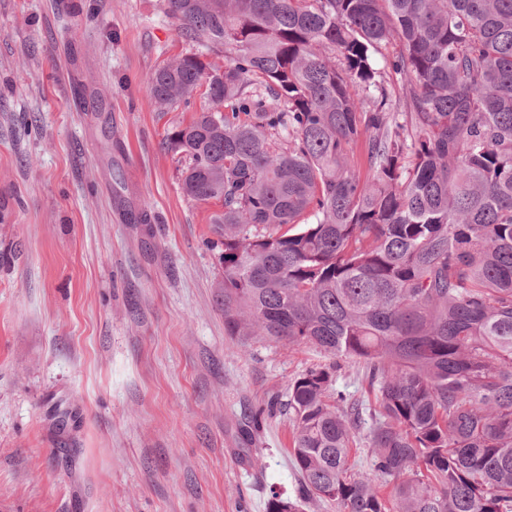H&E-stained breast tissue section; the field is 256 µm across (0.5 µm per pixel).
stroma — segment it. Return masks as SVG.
Segmentation results:
<instances>
[{"instance_id": "obj_1", "label": "stroma", "mask_w": 512, "mask_h": 512, "mask_svg": "<svg viewBox=\"0 0 512 512\" xmlns=\"http://www.w3.org/2000/svg\"><path fill=\"white\" fill-rule=\"evenodd\" d=\"M188 54L164 0H0V512H265L296 495L288 386L335 365L224 332L215 203L149 103Z\"/></svg>"}]
</instances>
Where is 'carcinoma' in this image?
Masks as SVG:
<instances>
[{
	"label": "carcinoma",
	"mask_w": 512,
	"mask_h": 512,
	"mask_svg": "<svg viewBox=\"0 0 512 512\" xmlns=\"http://www.w3.org/2000/svg\"><path fill=\"white\" fill-rule=\"evenodd\" d=\"M165 2L224 47L148 84L207 100L165 143L220 204L226 335L365 364L366 399L290 383L301 487L267 512H512V0Z\"/></svg>",
	"instance_id": "obj_1"
}]
</instances>
